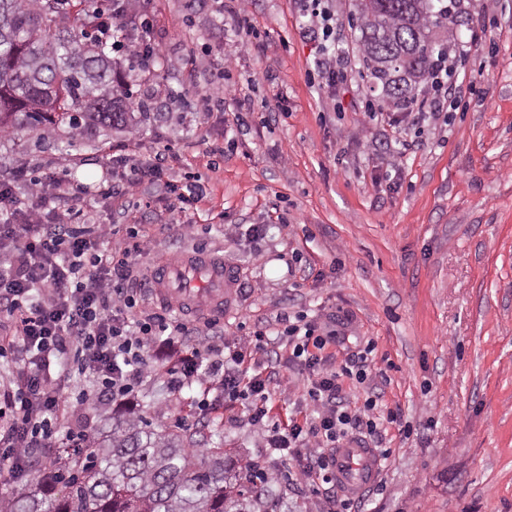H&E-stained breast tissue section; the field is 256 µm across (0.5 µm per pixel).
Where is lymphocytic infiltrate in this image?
Masks as SVG:
<instances>
[{
  "label": "lymphocytic infiltrate",
  "mask_w": 512,
  "mask_h": 512,
  "mask_svg": "<svg viewBox=\"0 0 512 512\" xmlns=\"http://www.w3.org/2000/svg\"><path fill=\"white\" fill-rule=\"evenodd\" d=\"M459 76L457 57H437L430 72L433 96L413 103L418 116L443 111L441 93ZM111 237V225L84 223L70 209L55 211L50 224L23 215L13 203L11 180H0V309L15 323L14 334L0 338V350L23 368L17 388L0 389V471L9 480L34 477V459L53 447L57 422L73 403L134 394L148 372L143 352L154 345L186 350L168 371L175 391L215 384L226 402L246 401L250 422L264 426L263 447L294 462L297 479L330 483L336 448L380 437L386 416L377 399L366 398L353 410L341 398L346 381L366 382L374 344L344 364L329 363L325 350L335 343L336 330L297 316L281 336L289 362L309 372L308 409L284 422L273 420L270 403L278 381L251 370L256 356L267 351L268 333L195 339L170 312L137 317V301L120 283L147 243L114 247ZM86 374L95 385L76 396L56 381Z\"/></svg>",
  "instance_id": "obj_1"
}]
</instances>
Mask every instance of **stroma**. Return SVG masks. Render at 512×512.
Instances as JSON below:
<instances>
[{"label":"stroma","instance_id":"35a3bbf8","mask_svg":"<svg viewBox=\"0 0 512 512\" xmlns=\"http://www.w3.org/2000/svg\"><path fill=\"white\" fill-rule=\"evenodd\" d=\"M330 8L334 51L348 62L334 82L316 74L299 0H138L132 20L146 24L156 54L152 73L127 80L149 121L71 150L16 133L0 138V162L31 178L54 172L60 207L111 225L113 244L134 233L148 241L130 278L145 311L158 307L142 278L154 260L203 251L238 268L224 335L279 330L304 313L327 326L347 319L344 340L328 348L334 362L374 342L369 380L345 399L356 409L378 397L397 420L384 424L390 454L351 512H512V0H457L448 46L467 48L469 81L428 120L373 87L353 0ZM240 13L253 31L246 48ZM219 86L229 90L223 104L205 102ZM158 154L170 179L207 189L191 230L158 182L109 198L74 194L106 173L124 184ZM253 224L262 235H247ZM145 356L151 375L134 396L85 405L59 433L136 410L163 429L219 428L228 453L275 476L296 512H328L323 486L284 480L287 461L261 448L242 405L214 390V407L200 408V387L166 383L177 352L153 346ZM281 372L272 415L284 421L306 404L307 374Z\"/></svg>","mask_w":512,"mask_h":512}]
</instances>
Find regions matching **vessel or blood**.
<instances>
[{
    "label": "vessel or blood",
    "instance_id": "b4317fda",
    "mask_svg": "<svg viewBox=\"0 0 512 512\" xmlns=\"http://www.w3.org/2000/svg\"><path fill=\"white\" fill-rule=\"evenodd\" d=\"M203 284L202 290L192 291L182 285L186 278ZM238 280L236 267L206 253H186L175 259L162 258L155 262L151 278L154 296L163 302L177 301L194 313L222 317L224 306L235 291ZM380 459L373 449L349 442L335 452L336 479L344 492L360 496L378 476Z\"/></svg>",
    "mask_w": 512,
    "mask_h": 512
}]
</instances>
